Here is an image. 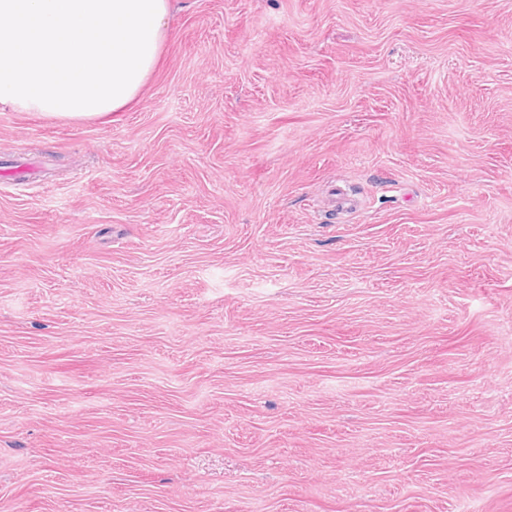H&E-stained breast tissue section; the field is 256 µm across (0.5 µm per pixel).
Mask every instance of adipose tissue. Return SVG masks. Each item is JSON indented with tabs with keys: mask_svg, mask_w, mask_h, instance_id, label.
Masks as SVG:
<instances>
[{
	"mask_svg": "<svg viewBox=\"0 0 512 512\" xmlns=\"http://www.w3.org/2000/svg\"><path fill=\"white\" fill-rule=\"evenodd\" d=\"M170 0H0V110L85 120L137 102Z\"/></svg>",
	"mask_w": 512,
	"mask_h": 512,
	"instance_id": "ef3b65f1",
	"label": "adipose tissue"
}]
</instances>
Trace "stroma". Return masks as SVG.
<instances>
[{
  "label": "stroma",
  "mask_w": 512,
  "mask_h": 512,
  "mask_svg": "<svg viewBox=\"0 0 512 512\" xmlns=\"http://www.w3.org/2000/svg\"><path fill=\"white\" fill-rule=\"evenodd\" d=\"M172 3L0 112V512H512V0Z\"/></svg>",
  "instance_id": "obj_1"
}]
</instances>
